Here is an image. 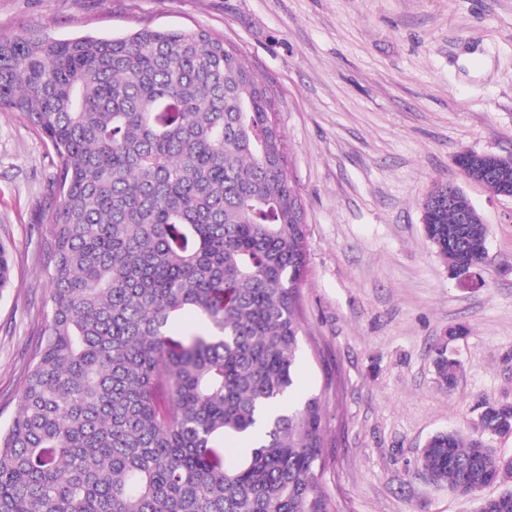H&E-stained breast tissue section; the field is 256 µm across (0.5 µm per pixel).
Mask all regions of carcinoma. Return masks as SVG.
<instances>
[{"label": "carcinoma", "mask_w": 512, "mask_h": 512, "mask_svg": "<svg viewBox=\"0 0 512 512\" xmlns=\"http://www.w3.org/2000/svg\"><path fill=\"white\" fill-rule=\"evenodd\" d=\"M0 109L58 165L50 310L0 428V512H339L322 479L321 398L293 399L306 224L271 91L203 30L0 38ZM424 232L454 269L485 259L448 183ZM0 244V292L11 284ZM196 313L201 326L185 329ZM453 390L459 361L436 349ZM444 430L417 473L460 497L507 485L512 404Z\"/></svg>", "instance_id": "1"}]
</instances>
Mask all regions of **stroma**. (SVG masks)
Masks as SVG:
<instances>
[{
    "instance_id": "stroma-1",
    "label": "stroma",
    "mask_w": 512,
    "mask_h": 512,
    "mask_svg": "<svg viewBox=\"0 0 512 512\" xmlns=\"http://www.w3.org/2000/svg\"><path fill=\"white\" fill-rule=\"evenodd\" d=\"M202 29L275 93L308 261L294 397L319 396L325 479L341 512H478L413 473L426 439L473 431L483 400L512 404V197L464 180L456 155H512V0H0V37H122ZM49 142L0 112V425L46 314ZM458 182L487 226L474 277L453 278L422 202ZM466 327L465 337L448 331ZM448 346L454 390L435 372Z\"/></svg>"
}]
</instances>
